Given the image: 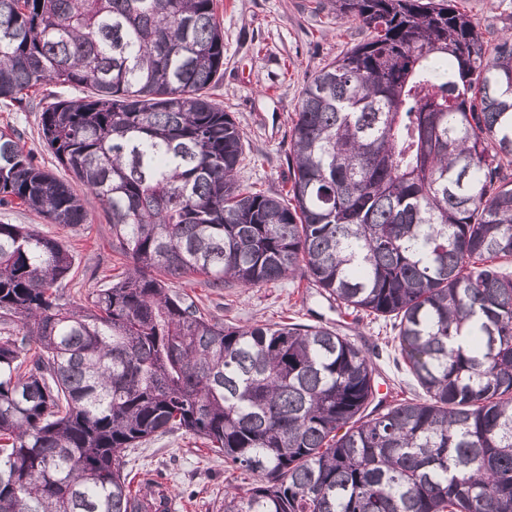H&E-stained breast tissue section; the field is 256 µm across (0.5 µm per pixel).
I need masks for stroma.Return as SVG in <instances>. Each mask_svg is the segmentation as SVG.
I'll return each mask as SVG.
<instances>
[{
    "label": "stroma",
    "instance_id": "1",
    "mask_svg": "<svg viewBox=\"0 0 512 512\" xmlns=\"http://www.w3.org/2000/svg\"><path fill=\"white\" fill-rule=\"evenodd\" d=\"M462 4L491 33L512 30V0H462ZM315 6L316 0H220L224 78L213 94L244 134L239 178L248 187L275 193L289 189V130L308 77L365 38L356 22L327 9L316 11ZM40 115L41 103L35 96L22 111L0 106V128L17 129L36 163L54 171L58 163L41 138ZM72 188L83 200L84 224H54L24 209H0V223L31 226L66 246L74 269L61 292L64 302L76 305L121 273L124 262L112 245V231L99 200L80 183ZM172 288L201 300L227 323L329 325L369 353L380 393L400 399L419 392L405 367L395 361L387 342L391 329L384 319L354 320L307 281L210 288L204 276L191 275L173 280ZM125 461L131 482L151 476L168 488L172 512H219L225 487L251 482L249 475L225 470L223 456L182 431L150 438L129 451Z\"/></svg>",
    "mask_w": 512,
    "mask_h": 512
}]
</instances>
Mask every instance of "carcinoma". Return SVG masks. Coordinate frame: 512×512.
<instances>
[{"mask_svg": "<svg viewBox=\"0 0 512 512\" xmlns=\"http://www.w3.org/2000/svg\"><path fill=\"white\" fill-rule=\"evenodd\" d=\"M318 7L367 38L304 86L281 195L237 179L217 0H0V103L43 94L71 176L3 127L0 207L84 224L74 180L127 260L69 307L68 250L0 224V512H170L123 457L175 430L252 476L220 512H512V34L458 0ZM192 274L393 318L421 396L387 401L327 325L203 312L169 286Z\"/></svg>", "mask_w": 512, "mask_h": 512, "instance_id": "obj_1", "label": "carcinoma"}]
</instances>
